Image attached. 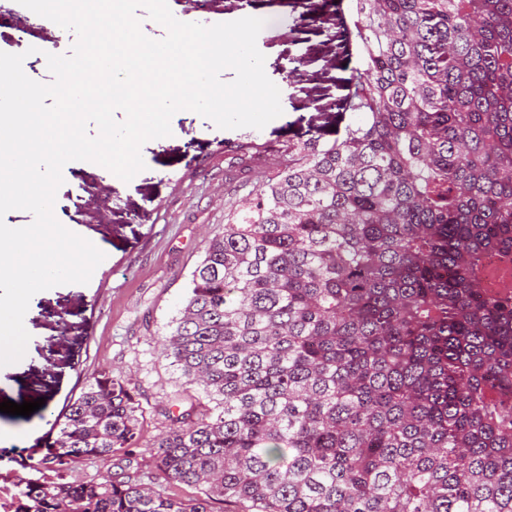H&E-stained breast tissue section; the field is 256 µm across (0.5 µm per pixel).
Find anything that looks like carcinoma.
<instances>
[{"instance_id":"obj_1","label":"carcinoma","mask_w":512,"mask_h":512,"mask_svg":"<svg viewBox=\"0 0 512 512\" xmlns=\"http://www.w3.org/2000/svg\"><path fill=\"white\" fill-rule=\"evenodd\" d=\"M343 25L362 119L228 209L162 341L199 394L147 409L98 371L14 512H512V285H485L512 265V0H353ZM98 457L120 472L66 479Z\"/></svg>"}]
</instances>
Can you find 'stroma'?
Listing matches in <instances>:
<instances>
[{
  "label": "stroma",
  "mask_w": 512,
  "mask_h": 512,
  "mask_svg": "<svg viewBox=\"0 0 512 512\" xmlns=\"http://www.w3.org/2000/svg\"><path fill=\"white\" fill-rule=\"evenodd\" d=\"M184 21L212 25L245 9H273L276 19L257 37L268 76L283 91V113L263 129L224 130L190 110L171 118L172 134L141 148L145 168L122 181L106 168L73 161L63 169L53 208L59 222L106 245L109 263L89 283L65 284L35 294L29 305L30 356L0 367V402L45 403L30 416L0 412V428L17 432L0 447V512H13L19 477L30 456H42L48 432L65 401L103 368L136 385L155 402L181 390L183 380L161 353L171 319L183 307L190 274L206 239L224 226L229 205L242 203L275 172L277 150L289 140L325 136L336 129V111L353 88L357 66L335 18L300 21L301 0H180ZM76 35L38 21L18 0H0V51L25 54L28 77L48 83L47 54H69ZM305 57L296 78L281 63ZM251 138L253 159L238 160L227 145ZM70 325L58 344L56 316Z\"/></svg>",
  "instance_id": "1"
}]
</instances>
